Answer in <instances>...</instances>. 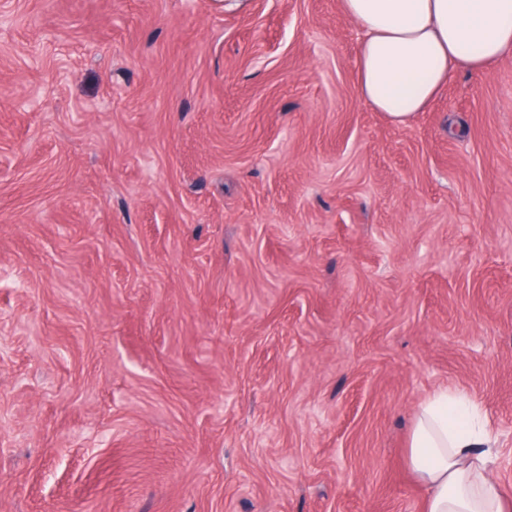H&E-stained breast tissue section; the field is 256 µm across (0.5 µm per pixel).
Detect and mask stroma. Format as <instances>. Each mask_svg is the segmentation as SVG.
<instances>
[{
	"label": "stroma",
	"mask_w": 512,
	"mask_h": 512,
	"mask_svg": "<svg viewBox=\"0 0 512 512\" xmlns=\"http://www.w3.org/2000/svg\"><path fill=\"white\" fill-rule=\"evenodd\" d=\"M340 0H0V512H422L420 402L512 492V55L405 124Z\"/></svg>",
	"instance_id": "obj_1"
}]
</instances>
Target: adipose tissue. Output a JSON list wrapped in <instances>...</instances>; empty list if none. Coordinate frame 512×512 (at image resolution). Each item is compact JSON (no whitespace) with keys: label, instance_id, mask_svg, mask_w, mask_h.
<instances>
[{"label":"adipose tissue","instance_id":"ef3b65f1","mask_svg":"<svg viewBox=\"0 0 512 512\" xmlns=\"http://www.w3.org/2000/svg\"><path fill=\"white\" fill-rule=\"evenodd\" d=\"M362 31L356 73L361 98L403 124L462 72L490 70L512 53V0H341ZM493 438L474 405L441 389L419 407L406 462L424 512H512L491 477Z\"/></svg>","mask_w":512,"mask_h":512}]
</instances>
